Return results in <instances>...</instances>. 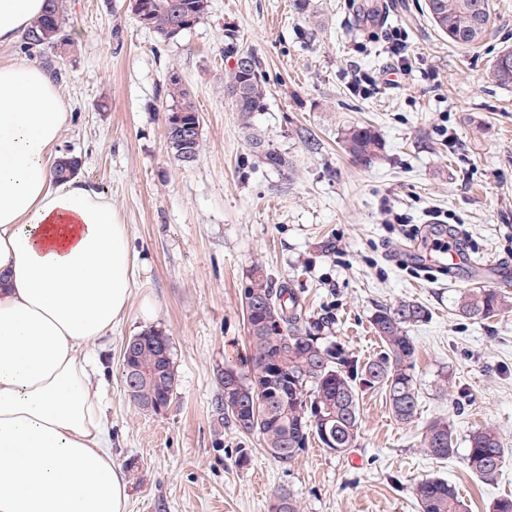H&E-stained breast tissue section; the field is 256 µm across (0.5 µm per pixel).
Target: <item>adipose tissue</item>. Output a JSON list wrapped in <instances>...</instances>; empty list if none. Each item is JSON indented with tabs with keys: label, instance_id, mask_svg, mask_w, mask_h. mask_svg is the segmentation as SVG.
<instances>
[{
	"label": "adipose tissue",
	"instance_id": "obj_1",
	"mask_svg": "<svg viewBox=\"0 0 512 512\" xmlns=\"http://www.w3.org/2000/svg\"><path fill=\"white\" fill-rule=\"evenodd\" d=\"M44 0H0V43ZM70 118L35 63L0 64V512H128L89 351L123 317L132 258L111 202L50 160Z\"/></svg>",
	"mask_w": 512,
	"mask_h": 512
}]
</instances>
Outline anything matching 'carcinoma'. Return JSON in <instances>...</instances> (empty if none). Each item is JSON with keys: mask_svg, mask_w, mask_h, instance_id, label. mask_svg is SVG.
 <instances>
[{"mask_svg": "<svg viewBox=\"0 0 512 512\" xmlns=\"http://www.w3.org/2000/svg\"><path fill=\"white\" fill-rule=\"evenodd\" d=\"M151 5V30L159 40L175 39L173 32L183 16L200 20L209 4L204 0H145ZM426 8L435 27L448 40L462 48L479 44L485 33L473 30L478 14L491 16L490 0H426ZM66 0H47L44 13L35 19L23 36L26 47H63L73 51L74 42L65 31ZM63 54V55H65ZM61 54H55L58 59ZM241 55L250 59L247 71L231 69L224 75V94L233 111L239 113L251 151L263 164L288 167V161L266 144L249 121L254 112L266 107L267 87L262 64L255 53ZM492 80L512 85V51L497 57ZM169 100L166 112L183 113L186 124L199 122V113L189 89L180 80H168ZM167 143L181 162L192 163L201 151V139L183 142L173 136ZM343 151L354 160L370 165L381 155L385 144L380 135L367 126H352L341 138ZM250 355L246 370L236 371L237 388L228 390L227 373L220 375L224 420L242 433L258 435L270 455L282 462L293 460L315 436L323 447L345 455L353 446L360 424L359 396L367 389H382L393 416L409 423L418 411V392L412 373L415 344L407 335V326L426 320L428 310L415 301H402L382 307L371 317V326L379 337L381 352L363 362L346 350L320 336L324 322H309L298 312L296 299L286 288H275L262 269L255 266L244 288ZM461 316L487 320L512 312V298L498 288H469L457 302ZM279 326L283 333L271 329ZM123 379L134 375L136 384L128 397L143 409L155 403L172 404L176 379L170 340L158 330H149L128 340L123 354ZM332 417L331 442L324 441L320 417ZM455 430L446 419H436L424 429L421 448L430 456L451 459L458 452ZM506 448L498 432L491 427L477 428L468 437L465 462L484 483H492L503 466ZM421 512H465V504L455 488L442 478L426 479L414 487Z\"/></svg>", "mask_w": 512, "mask_h": 512, "instance_id": "1", "label": "carcinoma"}]
</instances>
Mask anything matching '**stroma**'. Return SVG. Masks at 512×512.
<instances>
[{
    "label": "stroma",
    "mask_w": 512,
    "mask_h": 512,
    "mask_svg": "<svg viewBox=\"0 0 512 512\" xmlns=\"http://www.w3.org/2000/svg\"><path fill=\"white\" fill-rule=\"evenodd\" d=\"M490 3L486 38L462 49L434 27L425 0H309L304 14L292 0H210L193 28L166 42L128 0H67L78 49L55 63L71 112L59 148L111 200L134 262L126 313L100 340L104 368L93 378L112 456L129 476L128 512H271L281 493L300 512H419L413 488L435 477L456 486L467 512L512 495V312L460 316L468 272L396 265L409 240L382 221L391 210L419 226L441 211L449 236L512 276V86L488 76L512 48V0ZM394 28L406 36L397 77L384 40ZM230 30L264 62L266 108L251 123L288 168L259 162L224 94ZM173 70L199 111L202 150L190 165L164 133ZM358 72L371 77L361 94L350 87ZM355 124L386 143L367 167L340 148ZM255 265L361 360L381 350L370 326L377 308L423 304L428 319L407 328L414 422L397 421L384 391L371 389L348 454L314 441L286 463L222 422L219 376L250 353L243 291ZM150 329L169 336L176 373V398L161 414L130 401L121 376L125 342ZM438 418L453 424L460 451L472 430L498 431L508 453L494 483L460 457L422 451L419 435Z\"/></svg>",
    "instance_id": "stroma-1"
}]
</instances>
